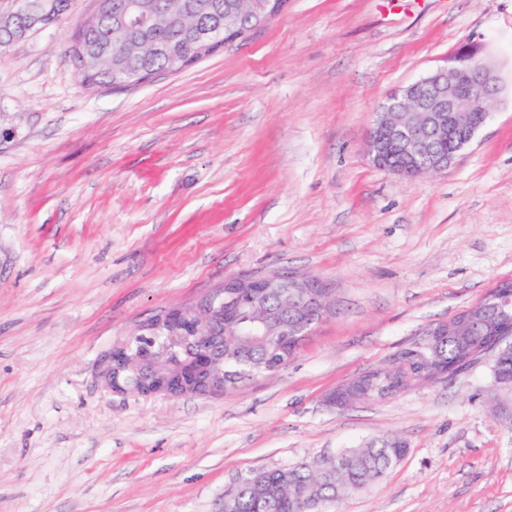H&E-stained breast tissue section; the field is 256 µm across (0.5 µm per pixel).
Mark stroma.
Segmentation results:
<instances>
[{
	"mask_svg": "<svg viewBox=\"0 0 512 512\" xmlns=\"http://www.w3.org/2000/svg\"><path fill=\"white\" fill-rule=\"evenodd\" d=\"M90 0L0 50V512H224L237 474L390 434L408 454L339 512H512V387L491 358L339 410L512 278V0H288L191 68L88 88ZM492 114L448 170L373 164L382 103L463 45ZM291 272L335 313L219 397L112 393L99 355L225 277ZM365 379H355L353 381L344 383L335 390L331 391L329 394L334 396L336 401L340 402L343 405L351 406L358 402L357 395L361 389V385ZM324 403L330 407L339 408L336 404V401L332 400L330 397H324Z\"/></svg>",
	"mask_w": 512,
	"mask_h": 512,
	"instance_id": "35a3bbf8",
	"label": "stroma"
}]
</instances>
